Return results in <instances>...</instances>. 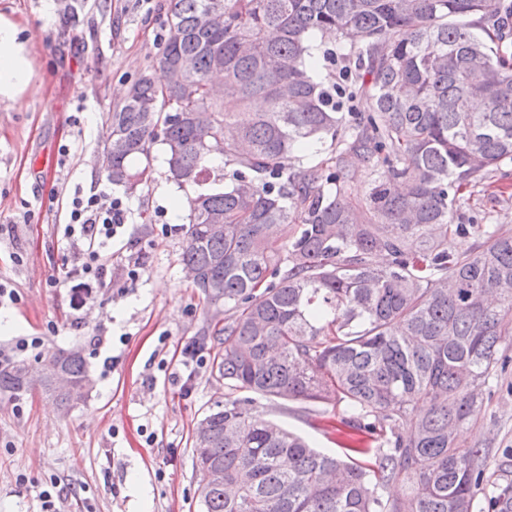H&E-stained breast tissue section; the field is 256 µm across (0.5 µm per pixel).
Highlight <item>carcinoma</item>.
Masks as SVG:
<instances>
[{
  "instance_id": "1",
  "label": "carcinoma",
  "mask_w": 512,
  "mask_h": 512,
  "mask_svg": "<svg viewBox=\"0 0 512 512\" xmlns=\"http://www.w3.org/2000/svg\"><path fill=\"white\" fill-rule=\"evenodd\" d=\"M208 4L174 0L166 83L141 75L108 113L128 142L112 184L136 192L159 141L167 179L193 188L181 262L228 313L230 394L193 447L218 473L198 488L204 512H512V448L459 441L512 364V234L460 213L466 189L509 177L512 0H221L218 23ZM458 236L479 250L456 253ZM50 355L70 388L43 392L85 400L81 354ZM20 366L0 369V391L28 388ZM255 395L342 402L372 447L314 448ZM397 482L409 494L384 498Z\"/></svg>"
}]
</instances>
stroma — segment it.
<instances>
[{
    "instance_id": "35a3bbf8",
    "label": "stroma",
    "mask_w": 512,
    "mask_h": 512,
    "mask_svg": "<svg viewBox=\"0 0 512 512\" xmlns=\"http://www.w3.org/2000/svg\"><path fill=\"white\" fill-rule=\"evenodd\" d=\"M0 15L15 24L33 67L23 106L0 101V283L18 294L0 309V348L42 335L43 349L23 360L33 366L42 350L77 351L93 381L70 408L35 384L0 392V512H42L39 494L52 483L58 512H134L139 479L150 489V512H203L192 434L228 393L215 370L224 310L206 305L185 276L186 217L171 207L175 186L161 145L152 146L132 194L95 165L108 112L141 74L160 70L170 0H0ZM78 186L121 199L127 210L128 228L108 256L112 283L94 291L48 284L74 263L62 230ZM481 210L512 233V195L496 178L474 187L462 208L467 216ZM136 265L141 276L129 280ZM190 344L203 367L184 364ZM255 407L317 448L369 444L342 425L340 406L259 396ZM481 437L512 448V368L485 394L476 428L463 432L468 443Z\"/></svg>"
}]
</instances>
